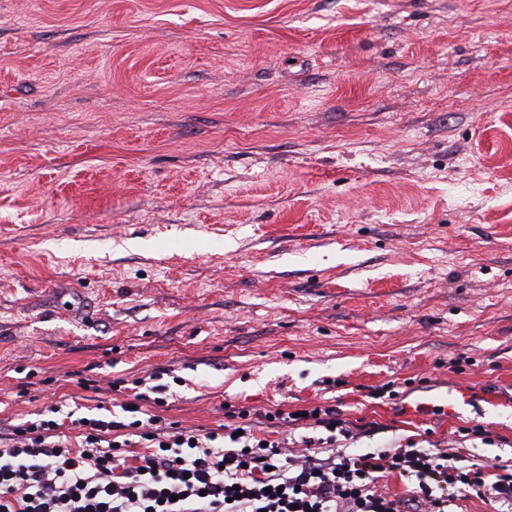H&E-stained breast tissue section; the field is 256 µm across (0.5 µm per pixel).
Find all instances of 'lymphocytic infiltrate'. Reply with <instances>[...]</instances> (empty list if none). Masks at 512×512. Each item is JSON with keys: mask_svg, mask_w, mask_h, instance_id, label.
I'll use <instances>...</instances> for the list:
<instances>
[{"mask_svg": "<svg viewBox=\"0 0 512 512\" xmlns=\"http://www.w3.org/2000/svg\"><path fill=\"white\" fill-rule=\"evenodd\" d=\"M145 395L134 393L123 415L73 420L70 434L52 417L0 431V512H448L449 500L471 498L512 512V470L489 482L441 450L336 451L337 437L356 428L332 404L265 412L323 429L289 448L262 442L248 424L162 425L142 409ZM384 473L406 479L407 495L388 492Z\"/></svg>", "mask_w": 512, "mask_h": 512, "instance_id": "f902f5d3", "label": "lymphocytic infiltrate"}]
</instances>
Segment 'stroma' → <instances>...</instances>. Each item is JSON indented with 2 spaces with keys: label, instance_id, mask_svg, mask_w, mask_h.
Here are the masks:
<instances>
[{
  "label": "stroma",
  "instance_id": "obj_1",
  "mask_svg": "<svg viewBox=\"0 0 512 512\" xmlns=\"http://www.w3.org/2000/svg\"><path fill=\"white\" fill-rule=\"evenodd\" d=\"M160 370L512 467V0H0V424ZM469 399V390L466 387H459L456 394L450 397H448V391L434 394L430 397L429 402H415L414 404H408L406 408L409 412L418 414H422L429 409L438 408L445 414L453 415L456 408L462 403H467Z\"/></svg>",
  "mask_w": 512,
  "mask_h": 512
}]
</instances>
